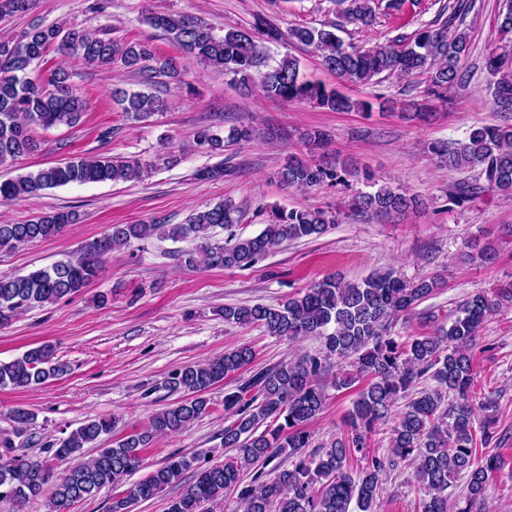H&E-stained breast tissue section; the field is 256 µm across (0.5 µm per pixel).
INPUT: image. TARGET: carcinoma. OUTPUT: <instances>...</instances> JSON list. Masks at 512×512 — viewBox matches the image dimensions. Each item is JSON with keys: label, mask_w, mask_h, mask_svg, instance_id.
<instances>
[{"label": "carcinoma", "mask_w": 512, "mask_h": 512, "mask_svg": "<svg viewBox=\"0 0 512 512\" xmlns=\"http://www.w3.org/2000/svg\"><path fill=\"white\" fill-rule=\"evenodd\" d=\"M339 21L321 27L298 25L284 31L264 19L253 29H226L218 35L200 19L188 14H153L148 23L163 30L174 47L188 53L205 67L220 71L230 83L246 89L256 86L268 98L309 101L332 112H368L372 103L329 90L304 79L298 60L285 56L278 61L267 54V44L297 42L319 53L326 69L341 84L363 87L381 77L427 74L426 94L437 100L460 80V61L469 52V32L452 26H423L413 36H401L368 48L346 45L338 35L345 24L370 28L378 15L398 10L402 0H333ZM36 0H0V18L26 13ZM75 57L87 67L110 68L121 63L137 74L148 91L113 92L125 117L146 121L166 108L164 99L149 91L158 78L178 75L177 57L159 54L148 40L112 38L86 27H63L36 23L15 38L0 37V167H12L38 148L31 131L78 125L87 108L82 89L72 73L51 69L43 79L29 76L32 66L49 50ZM490 77L491 103L503 114L500 125L473 129L456 147L435 142L431 152L452 170L476 173L448 196L461 206L477 191L512 196V57L490 52L484 59ZM254 137V129L232 126L225 133L209 125L194 133L198 149L219 154L224 148ZM153 164L140 158L117 160L100 154L56 163L0 180V204L35 196L72 184L117 183L142 179ZM230 174L224 164L196 172L200 180H220ZM352 175L348 166L308 161L290 156L274 173L284 187L307 190L323 184L335 186ZM425 207L420 196L382 185L373 192H358L349 212L376 224L397 223ZM341 210L299 208L272 212L255 236L232 232L240 222V210L222 201L195 212L186 224L162 230L160 224H112L101 236L53 264L29 272L0 273V325L18 313L52 304L81 293L97 277L112 251L129 248L156 234L174 241L192 239L195 247L177 252L187 267L206 269L253 267L261 258L286 242L318 237L339 222ZM74 210L42 213L21 223H0V253L62 235L78 223ZM216 227L229 231L227 240L214 239ZM440 281L436 278L408 281L393 272L373 274L359 282L326 277L277 305H226L224 322L258 326L270 336L287 341L315 336L323 350L259 371L233 391L224 392L223 443L236 455L209 466L195 456H172L146 479L132 484L124 496L112 500L110 512H133V507L182 484L185 473L193 480L183 484L169 502L167 512H203V505L216 506L224 492L238 491L243 512H375L380 476L399 462L414 465V480L424 491L421 512H480L486 485L500 470L497 454H477V445L487 447L495 437L492 412L496 402L480 401L486 412L480 430H475L474 370L472 349L489 317L512 306V285L489 296L483 292L467 298L430 335L410 336L403 342L391 336L392 324L430 296ZM353 361L355 372L336 375L333 387L347 389L358 379L366 385L353 401L349 431L330 447L308 453L311 437L306 426L324 410L328 394L320 378L336 357ZM252 347L240 345L203 364L180 367L168 374L164 387L188 398L155 413L147 429L131 434L110 448H100L101 436L117 427L115 417H90L67 436L47 444L50 459L39 460L15 453L12 440H0V499L16 505L15 512L30 499L52 487L48 512H67L71 505L95 496L106 486L119 485L143 466L141 450L163 434L188 427L208 408L204 394L224 379L251 366ZM67 373V365L55 358L51 344L43 343L22 356L0 362V388H30ZM436 383L410 399L390 437L387 456L364 453L374 425L391 414L396 401L422 379ZM14 433H26L34 415L24 408L11 413ZM97 453L83 459L84 449ZM288 452V469L273 468L274 477L257 473L244 482V472L259 463L267 465ZM361 454L362 464L349 461ZM68 463L66 473L54 478L53 462ZM466 479L467 494L451 499L448 488Z\"/></svg>", "instance_id": "cac0c4a2"}]
</instances>
